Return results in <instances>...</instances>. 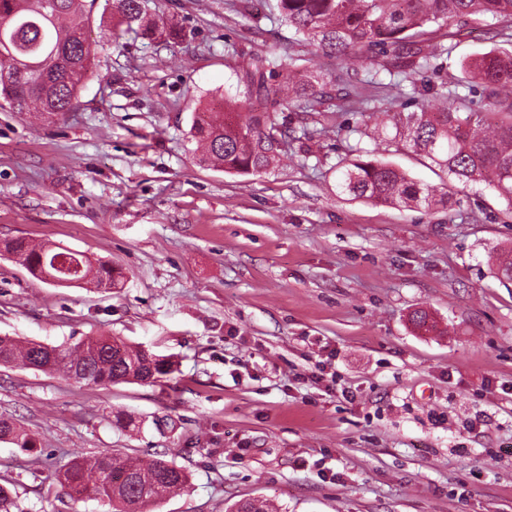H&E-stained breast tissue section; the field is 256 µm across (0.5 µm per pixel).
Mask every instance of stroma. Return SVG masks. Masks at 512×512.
Wrapping results in <instances>:
<instances>
[{"mask_svg":"<svg viewBox=\"0 0 512 512\" xmlns=\"http://www.w3.org/2000/svg\"><path fill=\"white\" fill-rule=\"evenodd\" d=\"M277 0H151L185 30L173 43L111 41L112 0L87 25L97 69L77 108L48 123L0 108V241L47 240L122 269L116 288L32 277L0 254V336L59 346L118 336L172 357L152 385L86 386L0 366V415L34 440L0 441V476L26 512H111L70 501L55 473L110 449L166 453L190 485L146 512H512V210L482 183L448 177L337 105L304 155L268 172L199 163L189 131L259 52L318 64ZM439 80L512 48V22L449 24ZM448 194L444 207L355 199L336 187L351 145ZM426 310L434 326L416 328ZM142 428H113L114 412ZM168 417L164 430L153 420Z\"/></svg>","mask_w":512,"mask_h":512,"instance_id":"stroma-1","label":"stroma"}]
</instances>
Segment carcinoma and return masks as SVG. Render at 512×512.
<instances>
[{
  "instance_id": "cac0c4a2",
  "label": "carcinoma",
  "mask_w": 512,
  "mask_h": 512,
  "mask_svg": "<svg viewBox=\"0 0 512 512\" xmlns=\"http://www.w3.org/2000/svg\"><path fill=\"white\" fill-rule=\"evenodd\" d=\"M281 21L312 45L318 55L337 59L346 71L330 78L317 69L288 64L263 54L251 55L243 77L249 96L274 95L298 109L300 138L310 141L328 131L327 111L338 99L352 96L357 66L399 77L421 96L417 110L406 112L389 104L380 125L391 126L414 151L443 167L460 183L482 181L512 209V51L491 50L466 60L467 78L482 88L487 108L474 111L464 96L445 83L417 86L414 76L431 68V59L448 52L445 45L427 51L420 37L426 28L473 15L512 19V0H278ZM11 27L0 30V100L15 112L35 111L51 119L76 108L78 94L93 74L94 53L86 34L90 11L85 0H0V14ZM113 41L143 36L168 40L182 30L149 14L148 0H112ZM277 78L279 83L269 84ZM238 103L224 98V111L196 116L191 140L202 160L224 171L257 175L276 164L288 138V124L277 113L256 108L245 119L233 118ZM316 115V127L308 117ZM355 158L338 166L337 187L356 198L384 205L431 207L448 203V194L413 181L402 170L377 159ZM0 250L26 256V268H39L42 280L68 286L119 284L112 265L92 262L86 255L15 238ZM495 274L512 280V249L494 262ZM0 365H18L43 373L61 372L86 385L154 383L173 372V362L118 337L92 336L68 347L21 342L0 336ZM0 440L32 448L31 438L10 418L0 417ZM70 499L99 498L113 512H139L144 506L184 491L189 472L162 453L144 461L106 450L95 457L74 459L57 473ZM11 482L0 478V512H22Z\"/></svg>"
}]
</instances>
